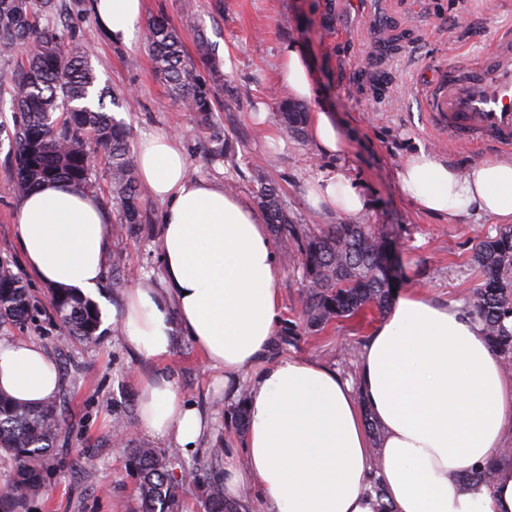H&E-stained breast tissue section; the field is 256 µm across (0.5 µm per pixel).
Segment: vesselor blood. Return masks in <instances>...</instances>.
Here are the masks:
<instances>
[{"mask_svg":"<svg viewBox=\"0 0 512 512\" xmlns=\"http://www.w3.org/2000/svg\"><path fill=\"white\" fill-rule=\"evenodd\" d=\"M432 126L451 143L512 150V30L479 60L439 71L427 93Z\"/></svg>","mask_w":512,"mask_h":512,"instance_id":"obj_1","label":"vessel or blood"}]
</instances>
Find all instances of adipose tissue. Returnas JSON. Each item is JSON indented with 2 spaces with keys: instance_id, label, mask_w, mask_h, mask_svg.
<instances>
[{
  "instance_id": "ef3b65f1",
  "label": "adipose tissue",
  "mask_w": 512,
  "mask_h": 512,
  "mask_svg": "<svg viewBox=\"0 0 512 512\" xmlns=\"http://www.w3.org/2000/svg\"><path fill=\"white\" fill-rule=\"evenodd\" d=\"M144 0H93L99 25L131 44ZM279 81L299 100L314 85L304 53L288 47ZM319 151L339 158L351 134L325 110L313 113ZM141 181L163 203L162 285L124 297L119 333L135 358L155 363L176 337L191 340L223 370L224 389L247 415L243 464L224 467V496L254 491L260 512H512V377L479 323L456 306L415 293L396 296L361 354L355 381L319 361L272 357L281 322L277 258L255 209L222 184L191 178L174 136L159 133L135 148ZM402 194L421 211H471L512 223V158L459 170L418 150L398 173ZM314 207L360 214L365 198L339 171L311 184ZM16 240L40 283L83 294L100 288L112 250V226L91 195L66 183L42 186L18 205ZM255 368L250 379L242 372ZM63 380L40 346L0 342V391L36 405ZM146 432L196 451L208 429L202 412L156 373L139 388ZM375 423L379 438L367 425ZM490 469L491 485L465 481Z\"/></svg>"
}]
</instances>
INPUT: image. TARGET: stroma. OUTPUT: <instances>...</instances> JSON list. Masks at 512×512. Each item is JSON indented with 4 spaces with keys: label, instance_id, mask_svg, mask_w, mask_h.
I'll return each instance as SVG.
<instances>
[{
    "label": "stroma",
    "instance_id": "35a3bbf8",
    "mask_svg": "<svg viewBox=\"0 0 512 512\" xmlns=\"http://www.w3.org/2000/svg\"><path fill=\"white\" fill-rule=\"evenodd\" d=\"M146 16L165 15L181 29L186 49L204 33L218 58L228 59L224 102L215 119L224 130V156L207 153V133L192 113L173 103L157 76L144 38L129 45L112 43L93 16L73 23L77 41L92 53L100 85L131 94L122 112L130 144L147 136L173 134L195 179L234 184L235 195L252 200V162L267 159V174L277 183L286 208L298 224L343 223V216L314 209L308 198L311 182L343 169L364 195L367 208L356 220L378 225L398 255L401 289H424L432 298L467 309L480 281L475 261L480 240L496 235L499 226L473 213L457 217L427 214L401 192L397 174L406 158L424 149L441 161L465 168L500 149L454 146L425 122L413 89L423 87L444 67L470 61L492 44L501 28L512 26V0H146ZM295 45L306 55L316 95L306 112L326 108L354 130L347 155L340 160L321 155L310 136H287L274 113L289 93L278 81L284 47ZM10 164L0 148V258L9 260L31 293L45 297V285L24 265L16 242L18 199L9 189ZM142 201L151 218L136 234L112 228V252L125 259V282L113 288L104 281L97 303L103 334L97 344L64 343L48 315L24 327L0 325L1 340L40 345L56 362L67 384L68 435L72 453L85 469L47 472V494L28 501L26 512H138V480L129 467L125 445L116 443L113 426L125 421L133 442H152L176 460L184 455L171 443L151 439L137 428V395L142 378L163 371L178 394L195 403L210 420L199 451L223 445L242 448L245 430L239 423L240 402L224 399V373L210 368L186 337H179L162 365L133 358L125 348L113 307L127 289L161 285L159 251L163 205L150 195ZM276 283L283 323L295 321L303 288L296 247H277ZM383 318L373 311L363 317L330 322L323 331L279 342L274 354L323 362L346 379H354L367 338Z\"/></svg>",
    "mask_w": 512,
    "mask_h": 512
}]
</instances>
